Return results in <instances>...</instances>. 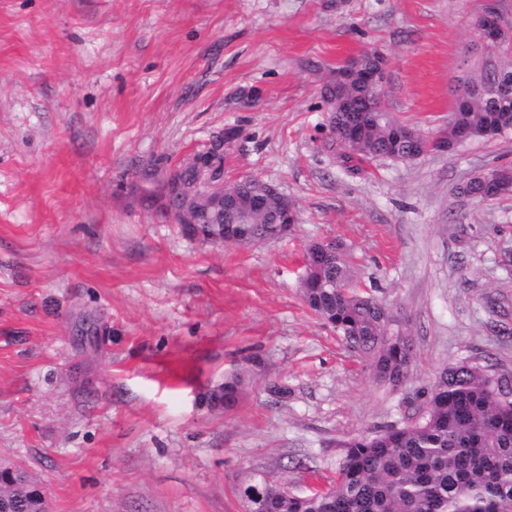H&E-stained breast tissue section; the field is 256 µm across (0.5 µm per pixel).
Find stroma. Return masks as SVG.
Returning a JSON list of instances; mask_svg holds the SVG:
<instances>
[{"label": "stroma", "instance_id": "35a3bbf8", "mask_svg": "<svg viewBox=\"0 0 512 512\" xmlns=\"http://www.w3.org/2000/svg\"><path fill=\"white\" fill-rule=\"evenodd\" d=\"M491 4L512 29V0H0V462L49 512H241L257 476L307 494L446 365L512 378V197L456 193L512 134L350 159L322 98L375 50L385 109L446 136L459 93L512 69L475 26ZM231 127L225 182L277 185L287 236L212 244L164 215L167 173ZM323 239L406 318L399 387L304 304Z\"/></svg>", "mask_w": 512, "mask_h": 512}]
</instances>
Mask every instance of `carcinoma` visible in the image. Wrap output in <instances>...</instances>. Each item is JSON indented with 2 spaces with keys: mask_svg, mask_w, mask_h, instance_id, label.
Segmentation results:
<instances>
[{
  "mask_svg": "<svg viewBox=\"0 0 512 512\" xmlns=\"http://www.w3.org/2000/svg\"><path fill=\"white\" fill-rule=\"evenodd\" d=\"M328 105L340 101L330 123L350 132L353 154L392 158L395 154L423 156L434 142L398 123L387 111L366 106L368 93L352 80L340 91L326 87ZM488 96L477 93L472 104L448 117V146L455 133L469 131L475 140L492 137L489 129L512 112H492ZM234 129L215 136L205 148V171L181 167L178 179L187 186L224 177L227 143ZM498 197L512 196V166H497ZM259 182L245 176L224 192L236 194L241 205L210 215L214 231H233L255 241L276 238L278 205L252 206ZM301 297L309 310L332 327L365 363L378 384L396 387L406 378L413 356L406 330L390 326L391 307L371 294L336 287L352 279L349 254L336 242L331 254L311 244ZM496 376L471 363L444 368L414 410L420 415L401 425L361 434L344 443L346 453L327 490L300 495L265 482L248 486L254 496L244 500L243 512H512V400L493 395ZM244 384L237 373L224 377V407L235 405Z\"/></svg>",
  "mask_w": 512,
  "mask_h": 512,
  "instance_id": "obj_1",
  "label": "carcinoma"
}]
</instances>
